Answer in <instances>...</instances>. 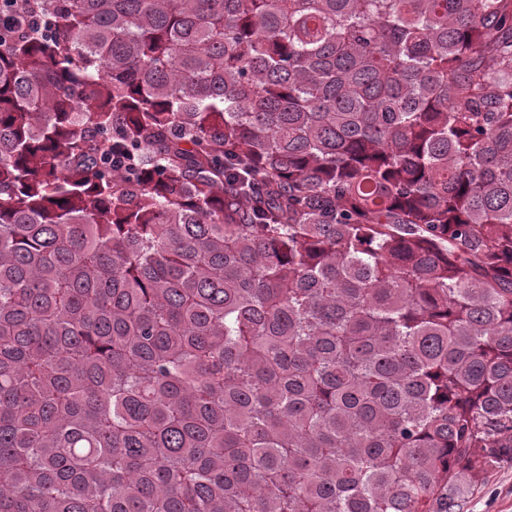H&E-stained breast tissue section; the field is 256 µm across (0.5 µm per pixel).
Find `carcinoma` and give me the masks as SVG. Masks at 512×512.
<instances>
[{"mask_svg":"<svg viewBox=\"0 0 512 512\" xmlns=\"http://www.w3.org/2000/svg\"><path fill=\"white\" fill-rule=\"evenodd\" d=\"M0 512H463L512 463V0H20Z\"/></svg>","mask_w":512,"mask_h":512,"instance_id":"1","label":"carcinoma"}]
</instances>
